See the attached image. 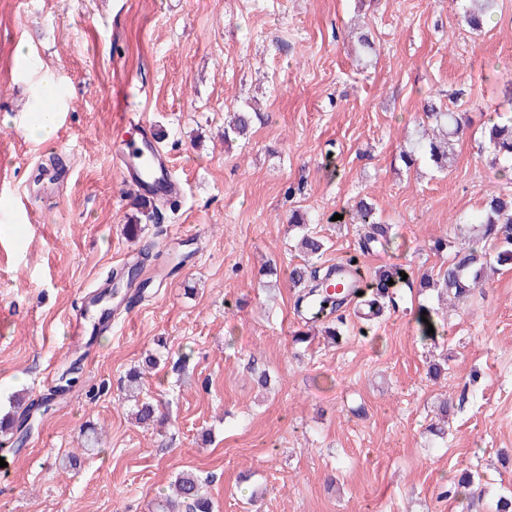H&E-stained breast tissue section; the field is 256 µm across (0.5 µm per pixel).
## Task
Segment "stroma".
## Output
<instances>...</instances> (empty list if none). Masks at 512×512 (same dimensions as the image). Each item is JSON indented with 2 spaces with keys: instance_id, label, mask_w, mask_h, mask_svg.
<instances>
[{
  "instance_id": "35a3bbf8",
  "label": "stroma",
  "mask_w": 512,
  "mask_h": 512,
  "mask_svg": "<svg viewBox=\"0 0 512 512\" xmlns=\"http://www.w3.org/2000/svg\"><path fill=\"white\" fill-rule=\"evenodd\" d=\"M460 11V0H0V415L17 391L50 400L0 468V512H154L187 470L218 512H459L448 491L465 471L483 492L473 512L512 495V269L440 306L444 333L427 341L414 318L430 298L405 290L369 335L348 306L337 343L297 342L306 326L288 282L303 260L292 212L324 239L323 268L356 252L344 214L367 199L394 238L366 266L418 278L448 260L432 238L488 192H512L480 138L507 106L512 0L479 32ZM363 31L375 50L361 57ZM51 77L66 108L40 142L25 127ZM120 84L183 186L146 217L113 161L114 143L138 138L119 123ZM429 98L473 119L444 172L399 157ZM251 106L263 118L249 141L225 142L227 114ZM135 263L150 292L74 342L87 292ZM149 353L160 365L141 395L167 416L157 429L123 398ZM443 355L447 376L430 381ZM74 362L79 383L54 395ZM443 393L440 438L427 427ZM90 426L101 453L68 465Z\"/></svg>"
}]
</instances>
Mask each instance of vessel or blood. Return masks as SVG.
Here are the masks:
<instances>
[{
	"label": "vessel or blood",
	"mask_w": 512,
	"mask_h": 512,
	"mask_svg": "<svg viewBox=\"0 0 512 512\" xmlns=\"http://www.w3.org/2000/svg\"><path fill=\"white\" fill-rule=\"evenodd\" d=\"M116 151L124 164V179L143 195L154 202L165 203L179 194L180 183L151 131H144L136 142L118 145Z\"/></svg>",
	"instance_id": "1"
}]
</instances>
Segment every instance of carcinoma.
Returning a JSON list of instances; mask_svg holds the SVG:
<instances>
[{
	"label": "carcinoma",
	"mask_w": 512,
	"mask_h": 512,
	"mask_svg": "<svg viewBox=\"0 0 512 512\" xmlns=\"http://www.w3.org/2000/svg\"><path fill=\"white\" fill-rule=\"evenodd\" d=\"M468 5L461 15V22L473 31H480L490 20L495 0H467ZM424 117L433 125L432 132H424L420 140L400 154L401 161L409 166L422 158L443 170L451 166L455 156L456 141L470 127L471 120L464 112L442 109L429 99L423 106ZM253 122L250 112H235L225 122L224 140L242 138L247 135ZM485 142L491 162L501 171L512 170V115L492 123L484 131ZM353 219L362 231V252L377 246H385L392 239V227L379 221L373 204L361 199L353 208ZM290 226L301 231L300 247L303 256H320L324 251L323 240L316 236L298 213L289 218ZM475 240H490L494 252L471 245L454 252L448 266L435 278L418 281L402 279V267H381L366 275L359 257L352 255L345 262L326 268L307 264L296 265L289 270L288 279L296 289L294 308L308 325L321 324L326 336L336 340L346 322L341 311L349 303L362 310L360 319L369 321L388 307H396L394 297L397 288L432 289L449 301L464 303L473 292L486 281L487 270L496 266H512V193L492 192L483 201L480 215L474 220ZM435 311L420 308L415 321L417 332L424 340L440 335ZM434 333H428V326ZM157 364V359L148 356L142 367L132 371L127 378L128 387L137 386L147 372ZM34 404L18 398L13 404L15 412L0 420V434L10 436L13 442L23 438L21 428L24 418ZM101 433L94 427L83 435L81 448L87 455L100 451ZM176 499L166 498L157 503L158 512H214L213 502L201 494V479L191 471L179 473L174 483Z\"/></svg>",
	"instance_id": "carcinoma-1"
}]
</instances>
